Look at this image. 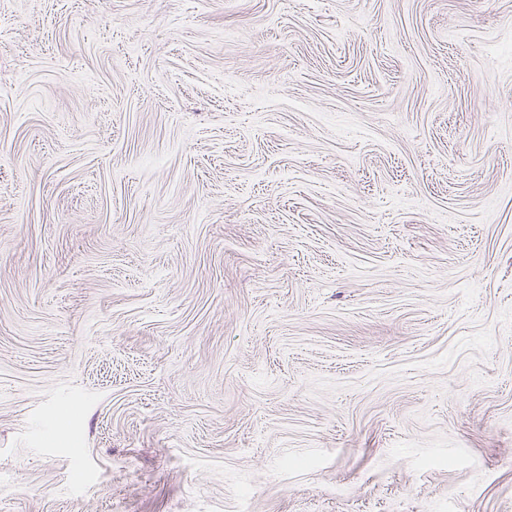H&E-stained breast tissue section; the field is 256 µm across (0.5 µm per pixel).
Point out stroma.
Segmentation results:
<instances>
[{
  "instance_id": "stroma-1",
  "label": "stroma",
  "mask_w": 512,
  "mask_h": 512,
  "mask_svg": "<svg viewBox=\"0 0 512 512\" xmlns=\"http://www.w3.org/2000/svg\"><path fill=\"white\" fill-rule=\"evenodd\" d=\"M512 512V0H0V512Z\"/></svg>"
}]
</instances>
